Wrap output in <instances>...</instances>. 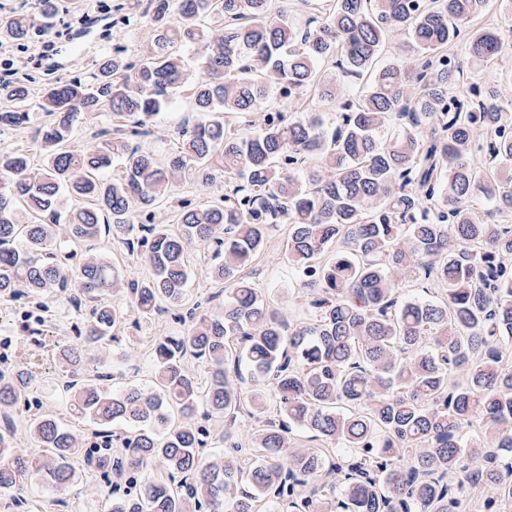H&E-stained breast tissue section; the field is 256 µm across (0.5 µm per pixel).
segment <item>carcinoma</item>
Returning <instances> with one entry per match:
<instances>
[{"label": "carcinoma", "instance_id": "carcinoma-1", "mask_svg": "<svg viewBox=\"0 0 512 512\" xmlns=\"http://www.w3.org/2000/svg\"><path fill=\"white\" fill-rule=\"evenodd\" d=\"M56 5L40 0L37 23L16 14L8 36L48 33ZM303 6L313 25L299 31L274 0H137L151 28L138 64L115 47L90 78L41 87L38 156L22 145L0 157V298L91 303L59 363L71 414L93 429L38 415L26 428L42 453L25 452L17 404L40 373L0 369L1 495L33 476L62 493L84 469L124 479L112 512H458L479 488L481 512L512 507V369L497 349L512 337V225L472 206L512 217V111L487 84L467 100L448 92L464 79L452 45L465 36L489 63L512 25H479L492 0ZM394 31L414 57L382 60ZM183 91L196 119L167 157L133 146ZM31 94L0 87V126L31 120ZM308 98L337 101L336 123L306 112ZM263 100L259 130L238 127ZM100 109L113 128L76 143ZM187 173L221 193L172 194ZM164 206L176 225H155ZM281 222L299 279L319 289L315 319L294 326L240 277ZM104 232L150 274L120 278L96 246ZM211 241L212 278L231 288L218 310L185 316L188 247ZM423 280L448 300L402 297ZM162 312L186 329L156 340L149 387L110 392L87 374L85 345ZM192 358L206 380L186 371ZM245 371L272 403L243 396ZM246 415L259 418L249 448L233 438ZM296 429L322 447H295Z\"/></svg>", "mask_w": 512, "mask_h": 512}]
</instances>
